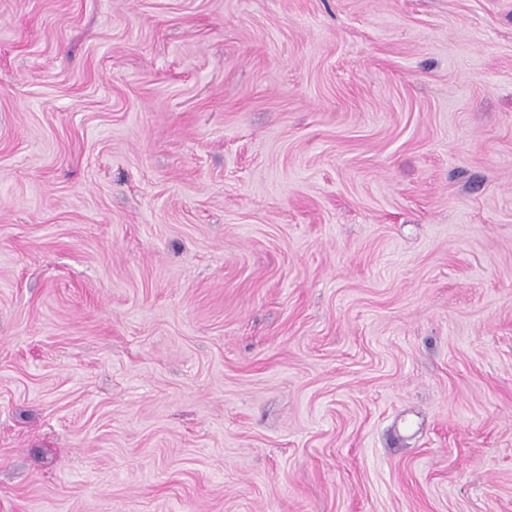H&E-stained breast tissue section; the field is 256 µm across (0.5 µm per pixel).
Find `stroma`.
Masks as SVG:
<instances>
[{"mask_svg":"<svg viewBox=\"0 0 512 512\" xmlns=\"http://www.w3.org/2000/svg\"><path fill=\"white\" fill-rule=\"evenodd\" d=\"M0 512H512V0H0Z\"/></svg>","mask_w":512,"mask_h":512,"instance_id":"1","label":"stroma"}]
</instances>
